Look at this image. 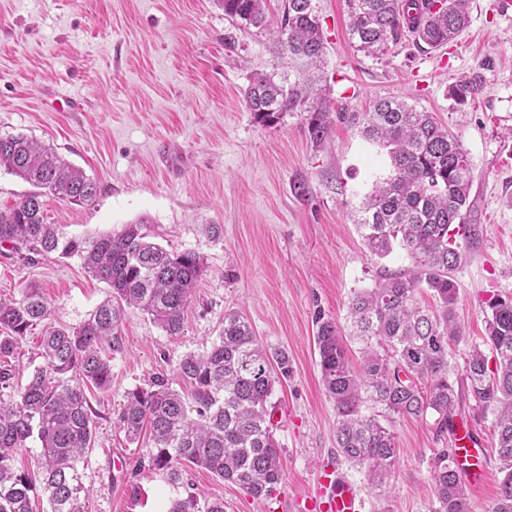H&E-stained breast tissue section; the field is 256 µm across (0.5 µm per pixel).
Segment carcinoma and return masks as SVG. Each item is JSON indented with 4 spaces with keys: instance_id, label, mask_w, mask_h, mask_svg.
<instances>
[{
    "instance_id": "cac0c4a2",
    "label": "carcinoma",
    "mask_w": 512,
    "mask_h": 512,
    "mask_svg": "<svg viewBox=\"0 0 512 512\" xmlns=\"http://www.w3.org/2000/svg\"><path fill=\"white\" fill-rule=\"evenodd\" d=\"M235 28H270L267 0H217ZM348 36L368 56L384 55L408 33L431 49L454 40L469 24V0H347ZM271 54L324 67L325 45L315 0H285ZM483 90L475 78L448 90L464 106ZM248 111L266 126L286 112H308L307 133L316 145L326 140L332 121L321 89L304 72L296 76L256 71L245 91ZM351 124L369 143L386 151L387 172L358 206L357 224L370 254L386 258L404 251L411 266L387 274L372 288L352 296L350 335L360 361L348 354L335 319L315 313V345L323 387L336 411V454L364 470L379 486L397 461L390 423L401 417L436 415L438 435L455 434L463 396L496 414L495 437L503 474L492 512H512V297L487 303L483 344L466 353L463 376L450 377V345L464 340L456 315L458 285L452 277L477 240L470 194L474 178L467 151L431 112H419L397 99H381L369 112L352 113ZM37 188L7 210H0V246L25 251V259L77 258L109 295L77 326L53 327L41 342L43 365L34 369L13 399H0V512H33L36 484L50 512H86L89 492L78 464L93 448L95 411L86 395L112 384V358L125 349L121 326L136 308L167 335L177 336L195 286L207 270L194 251L169 252L152 241L145 222L117 233L69 236L47 223L42 201L47 191L58 200H95L97 183L49 145L24 134L0 135V167ZM435 307L416 302L419 291ZM51 307L36 287L19 300L0 299V386L15 376L9 364L21 340L49 318ZM494 367H489V359ZM292 370L288 353L267 349L242 315L224 314V326L210 347L184 356L177 376L190 397L163 376L126 395L118 415L127 438L145 439L143 459L184 489L168 512H224L186 477L202 467L259 499L272 494L284 476L273 434L270 397ZM369 403L380 415L363 413ZM389 425L382 424V421ZM41 443L36 470L18 472L14 454L32 439ZM430 512H468V492L450 448L437 449L431 474Z\"/></svg>"
}]
</instances>
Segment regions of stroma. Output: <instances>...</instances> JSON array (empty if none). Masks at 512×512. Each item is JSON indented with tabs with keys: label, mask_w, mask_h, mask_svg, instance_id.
<instances>
[{
	"label": "stroma",
	"mask_w": 512,
	"mask_h": 512,
	"mask_svg": "<svg viewBox=\"0 0 512 512\" xmlns=\"http://www.w3.org/2000/svg\"><path fill=\"white\" fill-rule=\"evenodd\" d=\"M316 3L333 123L320 146L306 133L305 113H285L269 127L247 111L250 73L276 61L268 35L254 29L225 47L229 23L216 0H0V135L23 133L53 146L98 185L87 205L45 197L48 223L70 236H96L143 220L166 249L207 261L180 335L136 310L123 321L125 351L112 360V385L89 395L96 442L80 465L88 512H167L178 491L162 471L140 466L143 449L126 439L118 414L128 391L158 374L174 378L185 354L209 347L230 310L291 361L290 378L272 397L284 478L259 500L198 467L189 480L223 501L224 512H297V499L337 465L361 488L365 512L430 510L441 445L433 416L395 420L399 456L380 487L337 456L313 315L346 324L354 292L411 264L399 251L371 256L355 224L385 152L346 116L396 98L433 113L474 164L479 237L454 273L466 340L453 346L452 366L462 369L469 344L482 343L488 299L512 295V11L501 0H471L470 24L456 40L431 50L405 35L373 58L348 38L346 0ZM465 77L480 79L483 92L458 108L448 88ZM49 89L79 99L81 111H52L43 102ZM30 286L42 289L51 315L15 351L19 384L42 364L37 352L47 326L78 325L108 293L77 259L26 263L0 248V297L21 298ZM462 418L489 449L485 483L468 489L469 510L491 512L502 478L492 451L494 414L470 399Z\"/></svg>",
	"instance_id": "35a3bbf8"
}]
</instances>
